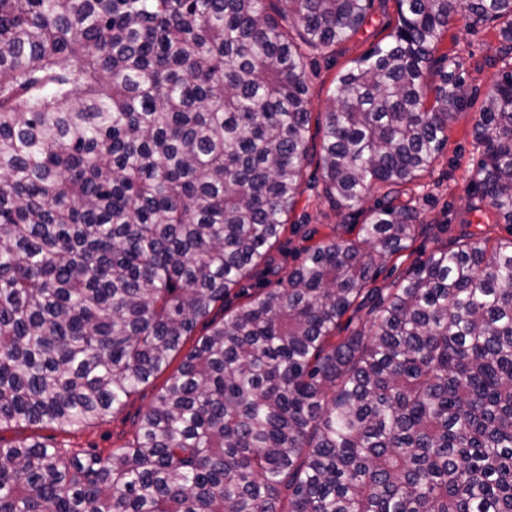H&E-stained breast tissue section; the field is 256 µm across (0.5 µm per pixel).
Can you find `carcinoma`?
<instances>
[{
  "instance_id": "obj_1",
  "label": "carcinoma",
  "mask_w": 512,
  "mask_h": 512,
  "mask_svg": "<svg viewBox=\"0 0 512 512\" xmlns=\"http://www.w3.org/2000/svg\"><path fill=\"white\" fill-rule=\"evenodd\" d=\"M395 4L322 127L334 204L384 191L357 239L224 315L109 457L0 443V512H512V237L463 230L369 287L417 230L401 188L471 105L437 55L459 16L501 40L473 210L512 227V0ZM372 5L0 0V429L119 410L271 262L309 156L308 60Z\"/></svg>"
}]
</instances>
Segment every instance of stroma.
I'll return each mask as SVG.
<instances>
[{"label":"stroma","mask_w":512,"mask_h":512,"mask_svg":"<svg viewBox=\"0 0 512 512\" xmlns=\"http://www.w3.org/2000/svg\"><path fill=\"white\" fill-rule=\"evenodd\" d=\"M396 19L395 0H374L369 19L358 33L337 46L335 51L310 59L309 157L298 204L288 219L284 234L272 249L276 264L283 270H291L301 262L305 247L334 238L355 239L359 224L365 220L360 211L336 209L324 192L319 167L321 128L338 72L391 32ZM465 25L462 19L455 22L443 39L442 49L456 54L472 104L449 127L448 144L432 173L409 185L406 198L419 211L423 224L406 250L375 261L371 270L372 287H395L406 271L438 248L450 244L463 224L475 222L472 207L479 204L480 195L467 178L468 170L478 159L472 126L498 76V68L491 58L499 39L495 30L469 33ZM168 377L165 371L157 374L119 412L87 428L71 432L51 427L11 428L1 430L0 439L13 442L35 437L65 448L110 454L112 449L132 441L141 414L153 404Z\"/></svg>","instance_id":"obj_1"}]
</instances>
